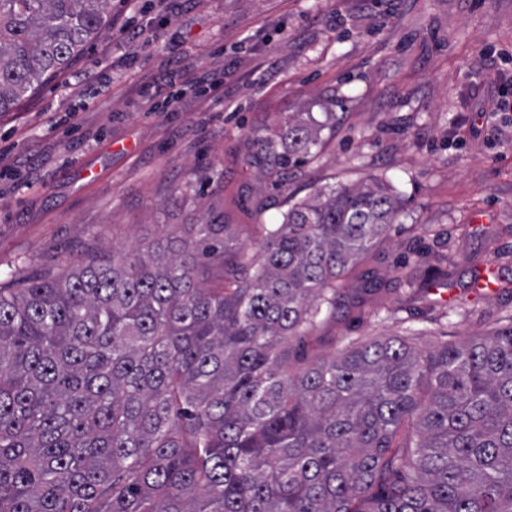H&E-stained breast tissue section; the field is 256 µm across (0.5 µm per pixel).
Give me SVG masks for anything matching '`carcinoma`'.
I'll return each mask as SVG.
<instances>
[{
	"label": "carcinoma",
	"instance_id": "obj_1",
	"mask_svg": "<svg viewBox=\"0 0 512 512\" xmlns=\"http://www.w3.org/2000/svg\"><path fill=\"white\" fill-rule=\"evenodd\" d=\"M109 6L0 0V112ZM317 145L290 120L258 163L283 182ZM400 214L367 177L315 188L251 252L216 214L186 239L1 282L0 512H512V328L290 355Z\"/></svg>",
	"mask_w": 512,
	"mask_h": 512
}]
</instances>
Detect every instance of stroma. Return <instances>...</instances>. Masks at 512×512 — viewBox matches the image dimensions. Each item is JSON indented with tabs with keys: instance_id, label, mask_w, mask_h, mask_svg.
Masks as SVG:
<instances>
[{
	"instance_id": "1",
	"label": "stroma",
	"mask_w": 512,
	"mask_h": 512,
	"mask_svg": "<svg viewBox=\"0 0 512 512\" xmlns=\"http://www.w3.org/2000/svg\"><path fill=\"white\" fill-rule=\"evenodd\" d=\"M158 33L120 46L119 27ZM224 75V93L198 86ZM172 78L165 111L149 85ZM512 0H112L69 68L0 114V277L106 259L212 212L253 246L289 199L387 181L403 214L343 281L335 319L291 346L512 328ZM320 124L287 184L254 164L289 116Z\"/></svg>"
}]
</instances>
